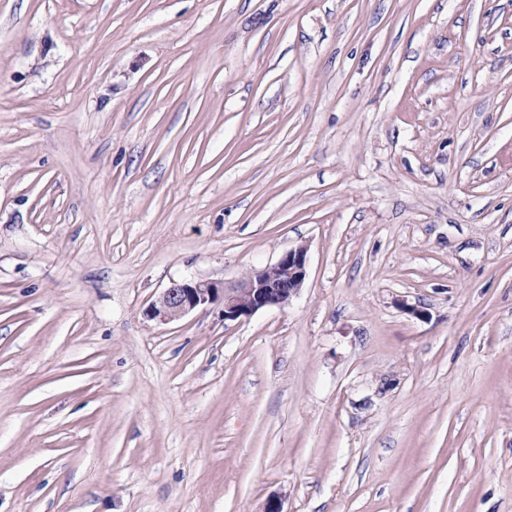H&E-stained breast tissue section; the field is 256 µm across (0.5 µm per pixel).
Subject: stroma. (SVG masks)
I'll return each mask as SVG.
<instances>
[{
  "instance_id": "obj_1",
  "label": "stroma",
  "mask_w": 512,
  "mask_h": 512,
  "mask_svg": "<svg viewBox=\"0 0 512 512\" xmlns=\"http://www.w3.org/2000/svg\"><path fill=\"white\" fill-rule=\"evenodd\" d=\"M273 495L512 512V0H0V512ZM306 277V249L298 247L274 264L249 271L231 287L206 280L173 283L149 305L146 314L168 324L220 302L224 321L246 319L259 310L289 304L303 288Z\"/></svg>"
}]
</instances>
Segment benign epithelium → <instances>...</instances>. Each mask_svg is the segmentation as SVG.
<instances>
[{
  "mask_svg": "<svg viewBox=\"0 0 512 512\" xmlns=\"http://www.w3.org/2000/svg\"><path fill=\"white\" fill-rule=\"evenodd\" d=\"M306 277V249L298 247L276 263L248 272L231 287L206 280L174 283L149 305L147 316L168 324L219 302L224 320L246 319L262 309L289 304Z\"/></svg>",
  "mask_w": 512,
  "mask_h": 512,
  "instance_id": "obj_1",
  "label": "benign epithelium"
}]
</instances>
